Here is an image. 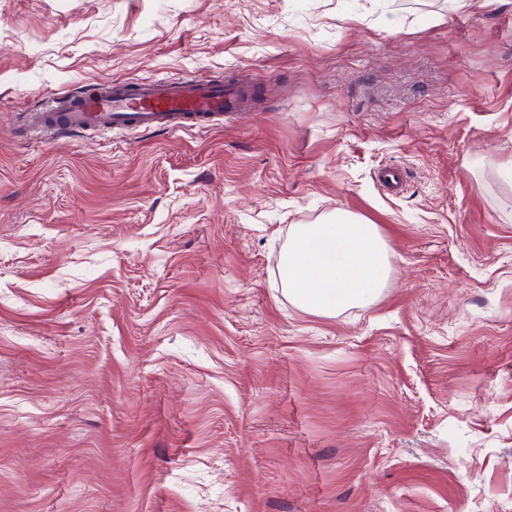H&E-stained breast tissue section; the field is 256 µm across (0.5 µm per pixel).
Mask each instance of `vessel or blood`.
Listing matches in <instances>:
<instances>
[{"mask_svg": "<svg viewBox=\"0 0 512 512\" xmlns=\"http://www.w3.org/2000/svg\"><path fill=\"white\" fill-rule=\"evenodd\" d=\"M250 85L235 79L143 78L103 81L86 95H64L30 113L25 132L202 130L247 111Z\"/></svg>", "mask_w": 512, "mask_h": 512, "instance_id": "obj_1", "label": "vessel or blood"}]
</instances>
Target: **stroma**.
Segmentation results:
<instances>
[{"label":"stroma","instance_id":"35a3bbf8","mask_svg":"<svg viewBox=\"0 0 512 512\" xmlns=\"http://www.w3.org/2000/svg\"><path fill=\"white\" fill-rule=\"evenodd\" d=\"M229 75L204 132L21 135ZM339 211L394 274L321 317L279 261ZM0 512H512V0H0ZM252 94L250 85L235 79L106 80L86 95L51 100L41 112L29 114L23 131L27 137L39 131L202 130L247 111Z\"/></svg>","mask_w":512,"mask_h":512}]
</instances>
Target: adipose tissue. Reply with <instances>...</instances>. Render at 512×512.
I'll use <instances>...</instances> for the list:
<instances>
[{
  "instance_id": "1",
  "label": "adipose tissue",
  "mask_w": 512,
  "mask_h": 512,
  "mask_svg": "<svg viewBox=\"0 0 512 512\" xmlns=\"http://www.w3.org/2000/svg\"><path fill=\"white\" fill-rule=\"evenodd\" d=\"M391 277L390 247L377 226L344 213L293 225L281 259L283 294L322 316L375 303Z\"/></svg>"
}]
</instances>
